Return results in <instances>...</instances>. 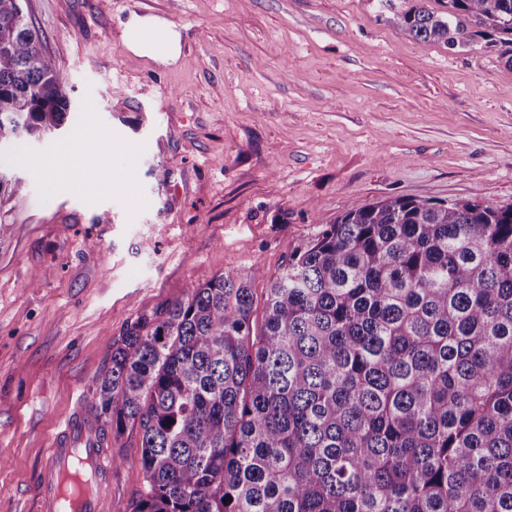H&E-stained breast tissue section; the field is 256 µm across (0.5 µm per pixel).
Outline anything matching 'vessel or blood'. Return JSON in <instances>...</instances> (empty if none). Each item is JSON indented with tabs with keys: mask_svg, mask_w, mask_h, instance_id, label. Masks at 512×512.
I'll use <instances>...</instances> for the list:
<instances>
[{
	"mask_svg": "<svg viewBox=\"0 0 512 512\" xmlns=\"http://www.w3.org/2000/svg\"><path fill=\"white\" fill-rule=\"evenodd\" d=\"M112 492L106 442L84 408L57 432L47 452L37 486L43 512H103Z\"/></svg>",
	"mask_w": 512,
	"mask_h": 512,
	"instance_id": "1",
	"label": "vessel or blood"
}]
</instances>
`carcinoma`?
<instances>
[{
    "label": "carcinoma",
    "mask_w": 512,
    "mask_h": 512,
    "mask_svg": "<svg viewBox=\"0 0 512 512\" xmlns=\"http://www.w3.org/2000/svg\"><path fill=\"white\" fill-rule=\"evenodd\" d=\"M407 36L512 52V0L394 10ZM69 102L21 0H0V140ZM223 273L139 316L95 380L139 429L130 512H512V205L353 203L270 280Z\"/></svg>",
    "instance_id": "cac0c4a2"
}]
</instances>
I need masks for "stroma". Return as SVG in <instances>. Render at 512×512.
Returning a JSON list of instances; mask_svg holds the SVG:
<instances>
[{"instance_id": "35a3bbf8", "label": "stroma", "mask_w": 512, "mask_h": 512, "mask_svg": "<svg viewBox=\"0 0 512 512\" xmlns=\"http://www.w3.org/2000/svg\"><path fill=\"white\" fill-rule=\"evenodd\" d=\"M69 119L18 142L0 197V512H40L56 429L131 321L189 284L268 279L354 202L512 204V65L402 34L379 0H23ZM178 36L154 58L131 33ZM110 140L86 146V126ZM260 276H253L254 268ZM110 440L109 512L143 478Z\"/></svg>"}]
</instances>
